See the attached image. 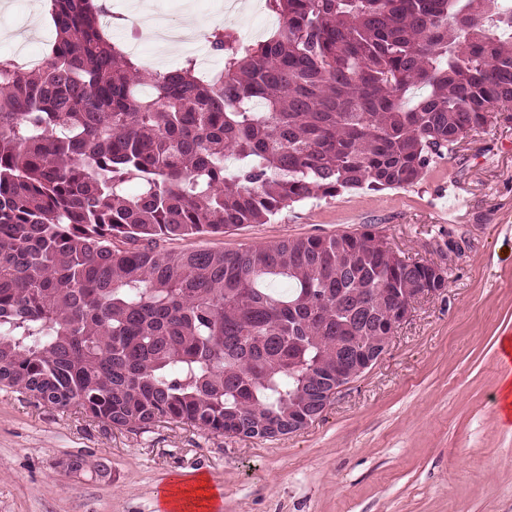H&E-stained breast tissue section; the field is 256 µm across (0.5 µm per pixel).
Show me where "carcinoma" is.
Segmentation results:
<instances>
[{"mask_svg":"<svg viewBox=\"0 0 512 512\" xmlns=\"http://www.w3.org/2000/svg\"><path fill=\"white\" fill-rule=\"evenodd\" d=\"M205 34L220 68L148 72L102 0H51L44 60L0 57V385L114 427L289 433L429 279L372 224L270 247L157 242L314 197L416 184L512 121V0H266ZM288 281V291L270 284Z\"/></svg>","mask_w":512,"mask_h":512,"instance_id":"1","label":"carcinoma"}]
</instances>
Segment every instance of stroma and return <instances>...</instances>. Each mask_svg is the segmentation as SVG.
Wrapping results in <instances>:
<instances>
[{
  "mask_svg": "<svg viewBox=\"0 0 512 512\" xmlns=\"http://www.w3.org/2000/svg\"><path fill=\"white\" fill-rule=\"evenodd\" d=\"M240 2L230 15L221 0H110L111 30L149 68L169 70L195 48L156 53L138 39L135 16L163 14L203 35L267 36L276 18ZM33 3L0 0V54L45 57L53 30L34 22ZM364 224L401 255L445 267L447 282L320 418L269 439L175 422L117 429L0 386V512H157L160 487L200 471L221 492L216 512H512V420L502 408L512 364L500 352L512 337V122L467 136L412 186L311 199L266 224L159 247H268ZM70 455L86 467L65 470Z\"/></svg>",
  "mask_w": 512,
  "mask_h": 512,
  "instance_id": "1",
  "label": "stroma"
}]
</instances>
